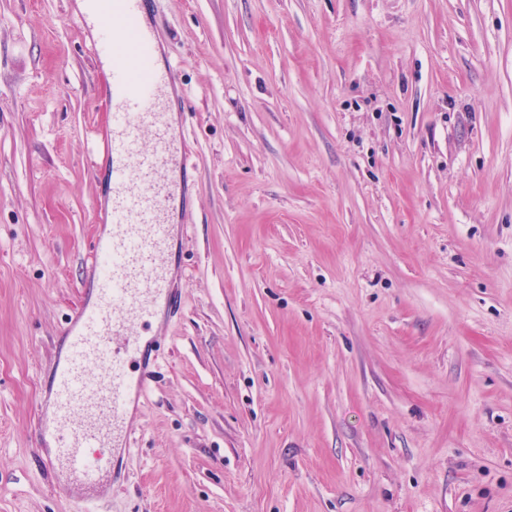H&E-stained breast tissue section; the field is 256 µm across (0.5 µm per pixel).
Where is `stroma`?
<instances>
[{"mask_svg":"<svg viewBox=\"0 0 512 512\" xmlns=\"http://www.w3.org/2000/svg\"><path fill=\"white\" fill-rule=\"evenodd\" d=\"M191 171L99 512H512V0H157ZM76 0H0V512L108 230Z\"/></svg>","mask_w":512,"mask_h":512,"instance_id":"obj_1","label":"stroma"}]
</instances>
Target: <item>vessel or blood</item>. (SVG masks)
<instances>
[{"instance_id":"vessel-or-blood-1","label":"vessel or blood","mask_w":512,"mask_h":512,"mask_svg":"<svg viewBox=\"0 0 512 512\" xmlns=\"http://www.w3.org/2000/svg\"><path fill=\"white\" fill-rule=\"evenodd\" d=\"M97 19L96 54L112 60L110 231L93 255L95 300L81 305L66 333L68 351L54 371L53 419L37 438L54 445L51 465L87 492L101 484L111 446L126 433L127 406L152 370L131 322L151 325L170 300L169 203L181 190L185 145L169 118L175 69L149 61L155 31L142 24L148 0H106ZM154 146L144 149L141 135Z\"/></svg>"}]
</instances>
